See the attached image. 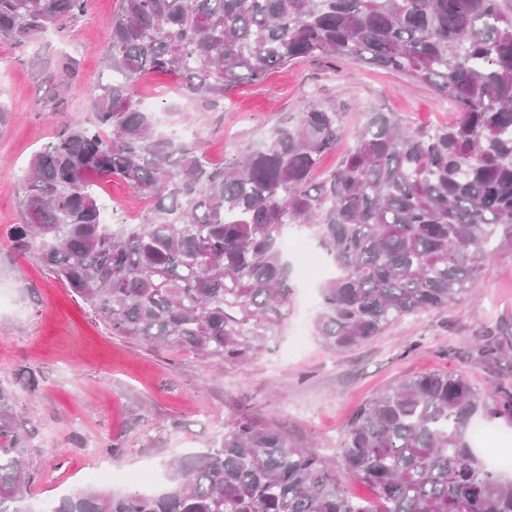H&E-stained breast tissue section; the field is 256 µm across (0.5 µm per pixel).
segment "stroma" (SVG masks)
Listing matches in <instances>:
<instances>
[{
    "label": "stroma",
    "instance_id": "1",
    "mask_svg": "<svg viewBox=\"0 0 512 512\" xmlns=\"http://www.w3.org/2000/svg\"><path fill=\"white\" fill-rule=\"evenodd\" d=\"M119 0H87L63 32L28 48L0 42V385L14 393L26 436L35 512L72 490L149 493L168 484L169 463L211 447L228 420L285 430L292 443L335 457L356 410L400 379L450 370L479 394H512V242L448 308L404 317L380 335L336 351L315 331L318 287L304 267L327 257L312 230L291 228L287 316L255 357L216 361L174 344L112 335L61 281L19 250L22 179L32 155L65 125L91 118L92 87L107 76L105 25ZM156 127L198 144L213 162L267 144L281 123L314 104L335 105L345 135L320 163L335 169L372 113L434 131L457 118L432 86L363 61L312 59L240 83L218 105L187 99L173 77L143 76ZM106 223L136 224L150 208L123 181L104 180ZM112 443L105 451L103 443ZM107 462L113 478L97 477Z\"/></svg>",
    "mask_w": 512,
    "mask_h": 512
}]
</instances>
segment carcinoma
<instances>
[{"label":"carcinoma","instance_id":"cac0c4a2","mask_svg":"<svg viewBox=\"0 0 512 512\" xmlns=\"http://www.w3.org/2000/svg\"><path fill=\"white\" fill-rule=\"evenodd\" d=\"M85 6L0 0V39L24 47ZM106 37L111 78L93 90L95 120L68 124L33 156L11 236L115 336L250 358L286 316L281 241L301 224L340 270L322 287L317 335L349 349L457 302L493 240H512V12L501 0H119ZM311 58L400 72L452 99L459 117L428 133L377 112L318 181L344 135L332 106L215 164L158 134L137 98L148 73L209 102ZM95 177L152 200L145 219L103 223ZM482 416L512 420V395L481 396L452 371L369 399L339 458L375 505L348 496L324 456L238 419L174 464L169 491L79 490L49 512H512V479L488 469L469 437ZM26 452L13 395L0 388V512H33Z\"/></svg>","mask_w":512,"mask_h":512}]
</instances>
